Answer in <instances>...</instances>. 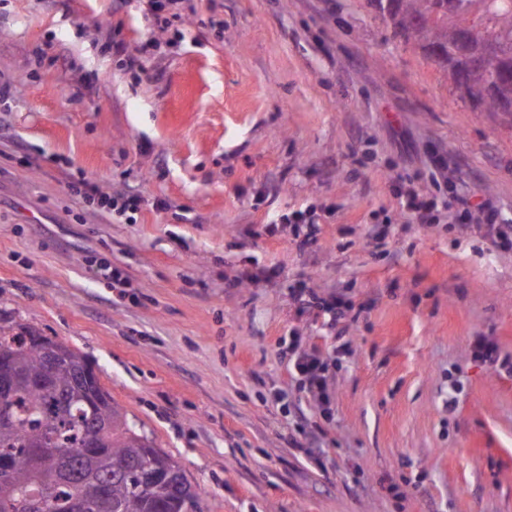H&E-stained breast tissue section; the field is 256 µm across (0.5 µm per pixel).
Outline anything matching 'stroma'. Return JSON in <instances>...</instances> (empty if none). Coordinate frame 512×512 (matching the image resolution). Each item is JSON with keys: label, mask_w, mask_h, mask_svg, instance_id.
Instances as JSON below:
<instances>
[{"label": "stroma", "mask_w": 512, "mask_h": 512, "mask_svg": "<svg viewBox=\"0 0 512 512\" xmlns=\"http://www.w3.org/2000/svg\"><path fill=\"white\" fill-rule=\"evenodd\" d=\"M192 4L161 31L144 0H0V310L82 352L202 512H512V251L408 223L394 188L429 191L444 155L512 224V114L473 111L368 0ZM83 179L138 194L135 220ZM288 367L302 381L307 392L320 407H328L330 397L327 383V363L323 355L315 348L302 349L294 339L283 351Z\"/></svg>", "instance_id": "35a3bbf8"}]
</instances>
